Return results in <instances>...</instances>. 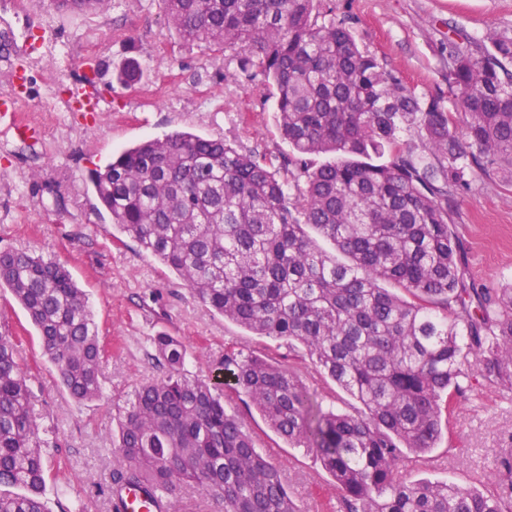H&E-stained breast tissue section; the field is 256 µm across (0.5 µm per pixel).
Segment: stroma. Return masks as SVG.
Here are the masks:
<instances>
[{
	"label": "stroma",
	"instance_id": "stroma-1",
	"mask_svg": "<svg viewBox=\"0 0 512 512\" xmlns=\"http://www.w3.org/2000/svg\"><path fill=\"white\" fill-rule=\"evenodd\" d=\"M0 0V97H17L36 125L31 142L0 132V249L35 248L65 262L84 289L105 348L103 399L75 403L59 385L35 328L8 289L0 290V323L16 340L42 422L56 431L46 496L52 512H113L112 436L116 407L136 386L163 376L152 337L169 335L188 348L187 376L224 379V355L256 353L291 365L324 407L345 409L348 397L317 372L305 352L252 335L203 307L180 279L132 240H112V219L97 210L89 180L113 153L174 131L225 137L273 158L288 155L273 121V100L261 79L224 77V62L184 42L169 27L159 0H107L92 15L58 10L55 0ZM360 44L417 93L448 88V39L463 32L482 40L512 36V0H329ZM138 63L141 80L121 84L120 68ZM86 82L102 111L70 112L76 85ZM471 281H512V186L475 172L470 191L450 214ZM225 405L248 425L257 449L281 466L302 512H330L331 477L312 455L274 434L251 402L227 393ZM512 457V389L472 378L429 455L410 466L412 479L477 490L499 478Z\"/></svg>",
	"mask_w": 512,
	"mask_h": 512
}]
</instances>
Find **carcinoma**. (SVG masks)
<instances>
[{
	"label": "carcinoma",
	"mask_w": 512,
	"mask_h": 512,
	"mask_svg": "<svg viewBox=\"0 0 512 512\" xmlns=\"http://www.w3.org/2000/svg\"><path fill=\"white\" fill-rule=\"evenodd\" d=\"M185 42L272 87L291 178L222 138L174 132L92 172L112 226L199 301L255 336L298 344L348 394L325 409L294 370L224 355L228 384L329 474L341 512H512V458L479 491L413 480L475 366L512 387V283L477 288L449 211L478 169L512 184V36L448 41V93L418 95L315 0H162ZM453 102L455 111L448 110ZM408 132L420 151L404 147ZM330 154L316 165L312 156ZM312 227L342 262L322 250ZM8 288L76 402L103 396V349L85 291L35 250L0 251ZM153 345L165 375L118 408L112 484L155 487L181 512L193 484L224 512H300L224 393L184 373L185 346ZM41 425L12 337L0 335V512H51Z\"/></svg>",
	"instance_id": "1"
}]
</instances>
